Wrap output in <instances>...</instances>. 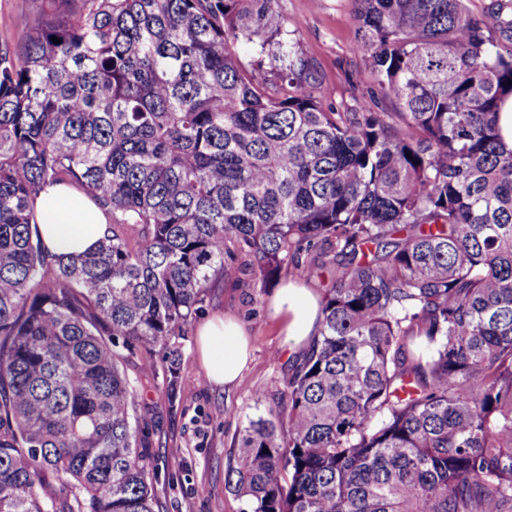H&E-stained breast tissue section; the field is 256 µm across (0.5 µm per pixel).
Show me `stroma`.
Masks as SVG:
<instances>
[{
  "label": "stroma",
  "instance_id": "35a3bbf8",
  "mask_svg": "<svg viewBox=\"0 0 512 512\" xmlns=\"http://www.w3.org/2000/svg\"><path fill=\"white\" fill-rule=\"evenodd\" d=\"M487 34L501 49L512 48V0H467ZM283 26L299 42L323 79L335 103L368 98L374 85L370 71L355 54L357 22L354 0H280ZM274 286L248 288L232 282L218 288L179 338L182 387L169 402L161 381L144 367L160 363L145 353L127 367L139 379V399L160 417L150 432L157 476L154 491L160 512H242L243 502L224 486V476L238 454L239 430L248 419L265 413L271 395L303 349L285 336L270 307ZM215 316L235 318L250 339L251 356L238 381L229 387L211 383L198 352V329Z\"/></svg>",
  "mask_w": 512,
  "mask_h": 512
}]
</instances>
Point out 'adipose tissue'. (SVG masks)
<instances>
[{"instance_id": "ef3b65f1", "label": "adipose tissue", "mask_w": 512, "mask_h": 512, "mask_svg": "<svg viewBox=\"0 0 512 512\" xmlns=\"http://www.w3.org/2000/svg\"><path fill=\"white\" fill-rule=\"evenodd\" d=\"M45 248L54 254H78L94 249L106 231L107 218L83 191L69 184H50L31 203ZM271 305L286 336L308 343L320 316L318 300L306 289L287 283L274 293ZM201 362L207 378L217 385L234 383L248 362L249 342L233 319L214 318L198 330Z\"/></svg>"}]
</instances>
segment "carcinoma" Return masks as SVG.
I'll return each mask as SVG.
<instances>
[{"label":"carcinoma","mask_w":512,"mask_h":512,"mask_svg":"<svg viewBox=\"0 0 512 512\" xmlns=\"http://www.w3.org/2000/svg\"><path fill=\"white\" fill-rule=\"evenodd\" d=\"M278 2L54 0L0 43V512H159L126 366L162 352L172 405L212 289L326 272L244 512H512V53L465 0H359L375 89L338 106ZM57 182L95 250L44 248ZM45 248L53 254L94 249L106 231L107 218L83 191L69 184H49L31 202Z\"/></svg>","instance_id":"obj_1"}]
</instances>
